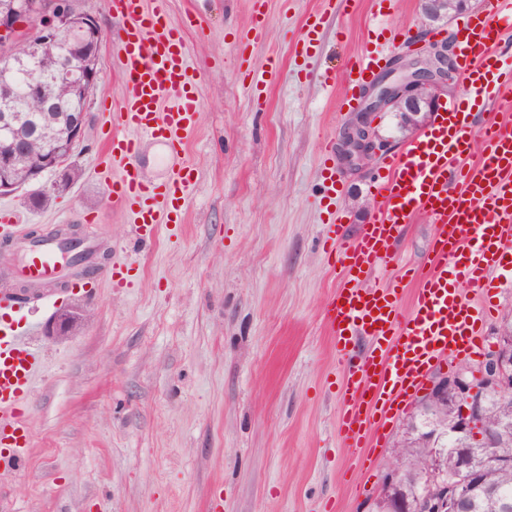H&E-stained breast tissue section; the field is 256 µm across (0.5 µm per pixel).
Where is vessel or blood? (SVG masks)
I'll use <instances>...</instances> for the list:
<instances>
[{
  "mask_svg": "<svg viewBox=\"0 0 512 512\" xmlns=\"http://www.w3.org/2000/svg\"><path fill=\"white\" fill-rule=\"evenodd\" d=\"M119 22L125 94L112 115L107 149L94 172L108 186L107 199L128 213L143 246L154 243L161 225L182 223L194 185V169L183 154L188 132L202 103L197 71L188 63L182 27L172 24L169 0H109ZM324 19L309 14L295 46L307 59L321 44ZM457 70L463 100L493 102L512 112V70L499 67V44L512 31V0L496 18L478 13L462 22ZM380 64L366 54L346 60L347 108L357 88L371 81ZM462 102L438 112L432 125L399 153L388 156L377 177L378 201L371 224L356 240L336 232L328 218L322 247L336 256L342 280L328 310L336 348L346 358L338 433L351 448L377 447L396 404L423 386L444 355L470 359L483 350L486 307L472 305L459 289L468 283L489 287L488 274L512 256V128L491 122L474 129ZM165 149L168 176L147 179L132 157L142 138ZM474 165H466L468 156ZM425 212L435 226L428 269L410 265L402 276L418 280L411 312L401 318L395 286L365 285L383 256L392 252L403 224ZM67 245L49 235L22 245L31 279L53 272ZM15 300L0 306V469L17 464L31 442L28 401L47 365L34 346L30 327L18 326ZM370 337L364 354L355 337Z\"/></svg>",
  "mask_w": 512,
  "mask_h": 512,
  "instance_id": "obj_1",
  "label": "vessel or blood"
}]
</instances>
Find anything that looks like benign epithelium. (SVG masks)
<instances>
[{
	"label": "benign epithelium",
	"instance_id": "1",
	"mask_svg": "<svg viewBox=\"0 0 512 512\" xmlns=\"http://www.w3.org/2000/svg\"><path fill=\"white\" fill-rule=\"evenodd\" d=\"M468 5L469 0H418L421 24L427 27L457 17ZM75 25L94 27L97 40L103 39L96 16L78 11L64 0H0V59H9L15 66L22 64L37 55L42 46L54 43L62 29ZM454 48L452 40L430 41L393 56L364 90L361 110L345 125L338 152L348 169H363L391 147L393 139L373 123L376 113H391L400 129L408 133L431 121L453 81ZM97 80V70L83 62L77 67L66 65L50 78L31 81L28 96L42 105L54 101L58 82L67 83L72 97L81 102V108L71 112L64 131L45 136L32 180L49 172H62L74 149L84 141L86 112ZM13 100L14 90L4 77L0 79V137L13 150L0 154L1 194L17 191L12 177L15 158L25 152ZM82 317L83 311L77 308L58 311L49 335H68ZM494 339L492 349L475 366L462 369L448 365L432 374L425 394L415 402V410L403 425L404 438L418 439L431 447V461L422 470L393 454L369 512H473L474 497L484 488V470L494 459L490 448L501 435L512 431V332L499 329ZM428 406L445 418H435L433 425L423 431L416 421L418 413ZM495 407L503 410L505 417L495 430L479 432L480 419ZM449 435L457 437L464 447L448 453L438 448ZM408 482L426 491L420 498L396 502L397 493Z\"/></svg>",
	"mask_w": 512,
	"mask_h": 512
}]
</instances>
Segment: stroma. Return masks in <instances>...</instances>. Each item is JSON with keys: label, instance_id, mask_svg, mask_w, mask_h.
<instances>
[{"label": "stroma", "instance_id": "35a3bbf8", "mask_svg": "<svg viewBox=\"0 0 512 512\" xmlns=\"http://www.w3.org/2000/svg\"><path fill=\"white\" fill-rule=\"evenodd\" d=\"M74 6L103 31L90 135L73 158L80 176L41 211L28 209L22 190L0 202L22 212L25 234L74 227L110 263L128 264L129 278L122 288L105 281L86 295L54 291L31 302L49 371L30 399L28 454L0 475V512H321L326 504L365 512L401 423L386 427L371 467L352 466L337 430L343 371L326 318L338 279L321 245V145L340 141L350 116L346 59L375 50L392 57L406 35H458L459 20L425 28L417 0H391L382 24L401 38L388 43L376 35L370 0H338L317 56L300 67L290 49L319 0H266L263 31L244 51L238 36L256 20L253 0H169L173 24L197 16L185 32L202 76L186 146L196 183L184 223L161 227L144 249L91 172L103 104L125 92L112 41L118 23L109 0ZM243 62L263 74L260 89L244 78ZM376 170L336 168L345 240L372 219L364 206L376 201ZM434 232L416 215L370 284L394 280L399 264L424 263ZM493 284L461 287L474 304H493L488 335L512 311V278ZM63 307L84 317L68 336L48 338Z\"/></svg>", "mask_w": 512, "mask_h": 512}]
</instances>
